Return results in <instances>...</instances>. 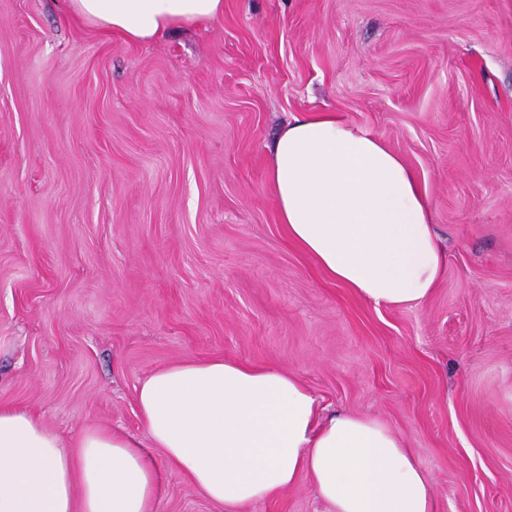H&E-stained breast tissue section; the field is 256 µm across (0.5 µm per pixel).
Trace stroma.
Here are the masks:
<instances>
[{
	"label": "stroma",
	"mask_w": 512,
	"mask_h": 512,
	"mask_svg": "<svg viewBox=\"0 0 512 512\" xmlns=\"http://www.w3.org/2000/svg\"><path fill=\"white\" fill-rule=\"evenodd\" d=\"M339 112L413 169L448 255L376 306L291 243L284 122ZM215 355L371 415L436 512H512V0H224L129 43L0 0V405L144 436L136 388ZM156 512H220L160 465ZM244 512H322L307 480Z\"/></svg>",
	"instance_id": "35a3bbf8"
}]
</instances>
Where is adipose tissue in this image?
Returning a JSON list of instances; mask_svg holds the SVG:
<instances>
[{
  "label": "adipose tissue",
  "mask_w": 512,
  "mask_h": 512,
  "mask_svg": "<svg viewBox=\"0 0 512 512\" xmlns=\"http://www.w3.org/2000/svg\"><path fill=\"white\" fill-rule=\"evenodd\" d=\"M66 13L129 42L216 21L224 0H64ZM269 177L289 240L377 306L422 305L441 280L429 201L405 160L337 112L296 116ZM146 436L90 426L66 438L0 405V512H154L156 455L222 512L307 479L323 512H435L428 475L378 419L320 417L288 371L221 356L170 365L137 391Z\"/></svg>",
  "instance_id": "ef3b65f1"
}]
</instances>
